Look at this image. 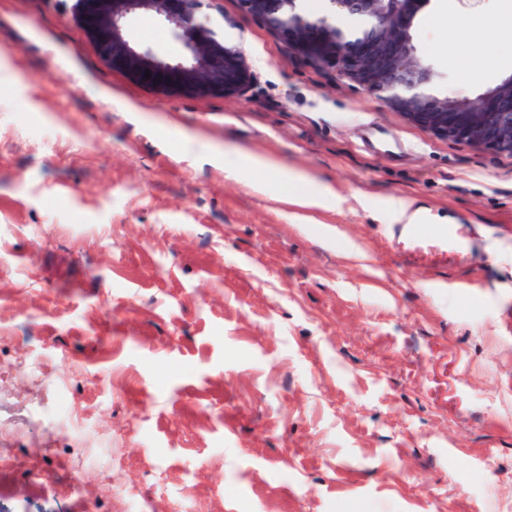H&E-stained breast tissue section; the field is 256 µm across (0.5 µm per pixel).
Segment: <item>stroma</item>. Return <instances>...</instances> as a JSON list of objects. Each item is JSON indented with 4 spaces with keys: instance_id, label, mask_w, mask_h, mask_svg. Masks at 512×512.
I'll use <instances>...</instances> for the list:
<instances>
[{
    "instance_id": "obj_1",
    "label": "stroma",
    "mask_w": 512,
    "mask_h": 512,
    "mask_svg": "<svg viewBox=\"0 0 512 512\" xmlns=\"http://www.w3.org/2000/svg\"><path fill=\"white\" fill-rule=\"evenodd\" d=\"M252 85L168 96L112 69L75 0H0V512H512V156L433 136L206 0ZM468 20L457 41L435 14ZM512 0H430L441 90L512 73ZM133 40L180 45L154 20ZM481 59L484 73H464ZM279 156L289 207L179 152ZM402 197L478 250L437 275L386 233Z\"/></svg>"
}]
</instances>
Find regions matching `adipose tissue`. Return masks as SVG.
<instances>
[{"mask_svg": "<svg viewBox=\"0 0 512 512\" xmlns=\"http://www.w3.org/2000/svg\"><path fill=\"white\" fill-rule=\"evenodd\" d=\"M181 149L185 154L202 159L221 157L226 178L247 181L256 193L278 196L292 207L323 208L334 198L327 184L310 173L287 168L271 155L248 154L234 147L219 154L203 138L186 139Z\"/></svg>", "mask_w": 512, "mask_h": 512, "instance_id": "adipose-tissue-1", "label": "adipose tissue"}]
</instances>
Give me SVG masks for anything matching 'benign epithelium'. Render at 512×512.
<instances>
[{
    "instance_id": "7a95c632",
    "label": "benign epithelium",
    "mask_w": 512,
    "mask_h": 512,
    "mask_svg": "<svg viewBox=\"0 0 512 512\" xmlns=\"http://www.w3.org/2000/svg\"><path fill=\"white\" fill-rule=\"evenodd\" d=\"M204 0H76L78 16L112 68L159 92L229 97L252 79L241 48L224 44L202 14ZM310 16L301 0H242L289 52L344 75L431 134L512 155V74L473 99L443 96L416 57L411 30L425 0H325ZM156 20L182 47L159 58L127 34V20ZM150 71L151 78L144 77Z\"/></svg>"
}]
</instances>
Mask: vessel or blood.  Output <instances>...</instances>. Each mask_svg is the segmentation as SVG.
<instances>
[{"label": "vessel or blood", "mask_w": 512, "mask_h": 512, "mask_svg": "<svg viewBox=\"0 0 512 512\" xmlns=\"http://www.w3.org/2000/svg\"><path fill=\"white\" fill-rule=\"evenodd\" d=\"M388 233L403 261L427 269L471 261L475 249L469 225L434 224L423 211L418 212L415 223L389 225Z\"/></svg>", "instance_id": "b4317fda"}]
</instances>
